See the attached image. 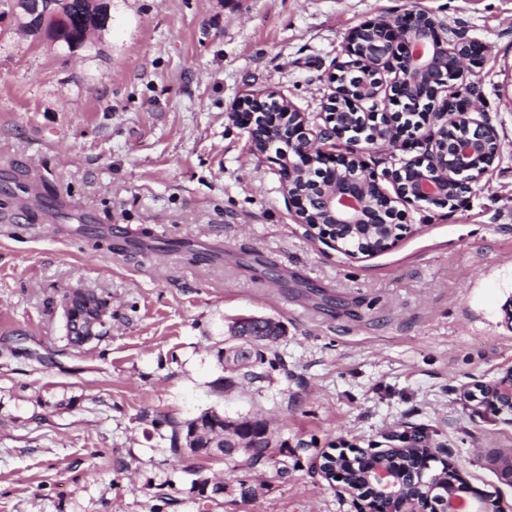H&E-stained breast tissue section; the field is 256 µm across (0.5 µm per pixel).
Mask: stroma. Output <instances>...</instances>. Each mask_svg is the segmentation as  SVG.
<instances>
[{"label":"stroma","instance_id":"obj_1","mask_svg":"<svg viewBox=\"0 0 512 512\" xmlns=\"http://www.w3.org/2000/svg\"><path fill=\"white\" fill-rule=\"evenodd\" d=\"M107 2L88 51L0 16V512H153L164 497L162 512H358L321 453L420 431L512 512V424L463 398L512 368V0ZM413 8L449 43L483 45L454 90L500 156L466 206L400 204L395 243L357 259L296 222L278 164L231 113L273 93L319 122L347 34ZM359 148L387 189L427 152ZM88 220L173 247L98 250L70 232ZM77 286L112 319L71 348L58 318ZM249 316L283 325L267 353L281 366L221 389L228 327ZM208 409L267 420V463L172 456L171 423ZM200 472L223 498L192 493Z\"/></svg>","mask_w":512,"mask_h":512}]
</instances>
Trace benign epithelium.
I'll return each instance as SVG.
<instances>
[{
    "instance_id": "obj_1",
    "label": "benign epithelium",
    "mask_w": 512,
    "mask_h": 512,
    "mask_svg": "<svg viewBox=\"0 0 512 512\" xmlns=\"http://www.w3.org/2000/svg\"><path fill=\"white\" fill-rule=\"evenodd\" d=\"M344 52L354 62L355 86L341 82L347 65L337 66L330 77L337 87L326 106L325 125L318 132L308 134L305 113L273 95L245 96L232 115L247 130L253 153L275 151L282 186L299 223L340 247L354 239L385 250L393 244L398 229L394 203L427 201L461 207L471 184L481 181L499 157L500 144L493 129L471 117L467 106L448 102L440 134L430 138L432 151L427 160H408L395 170V195L391 196L375 176L364 173L359 153L336 152V142L347 135L338 114L365 124L356 103L378 96L385 88L397 103L410 107L424 102L392 93L402 85L426 88L435 100L464 72L453 66V58L476 65L483 46L462 42L450 47L426 12L411 10L396 20L380 19L354 28ZM386 71L395 73L387 86L382 78ZM461 125L466 127L465 136H448V131ZM420 130L419 125H403L399 115L384 113L371 125L370 139L395 147L416 139ZM477 388L483 393L481 403L512 424V369ZM400 440L401 446L379 450L326 451L315 468L326 480L343 483L360 512H505L493 494L473 487L453 462L445 460L441 471L433 472L430 462L436 456L431 448L412 449L409 437Z\"/></svg>"
}]
</instances>
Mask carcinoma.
<instances>
[{"label": "carcinoma", "mask_w": 512, "mask_h": 512, "mask_svg": "<svg viewBox=\"0 0 512 512\" xmlns=\"http://www.w3.org/2000/svg\"><path fill=\"white\" fill-rule=\"evenodd\" d=\"M112 20L110 6L99 0H38L37 6L19 13L20 23L28 28L32 36L45 38L51 43H60L71 52L88 46L86 35L107 29ZM95 240L94 247H106L112 250V229L97 227L88 233ZM63 327L68 342L82 346L101 337L107 318L112 316L108 303L91 289L78 288L62 302ZM242 342L256 348L257 365H269L276 368V362L266 360L265 352L275 343L280 334L269 336L259 325L251 323L241 330ZM263 378L255 371L247 370L241 375H226L220 381L224 389H231L244 381L253 382ZM241 444L242 449L235 448ZM226 445V457H234L239 450L256 466L264 463L271 449V436L264 420L258 418H239L233 430L224 431V423L217 416H200L183 424L171 425L170 452L180 458L190 453L200 458L211 455L212 446ZM224 486L222 481L204 479L201 483H192L191 490L199 499L213 500Z\"/></svg>", "instance_id": "1"}]
</instances>
